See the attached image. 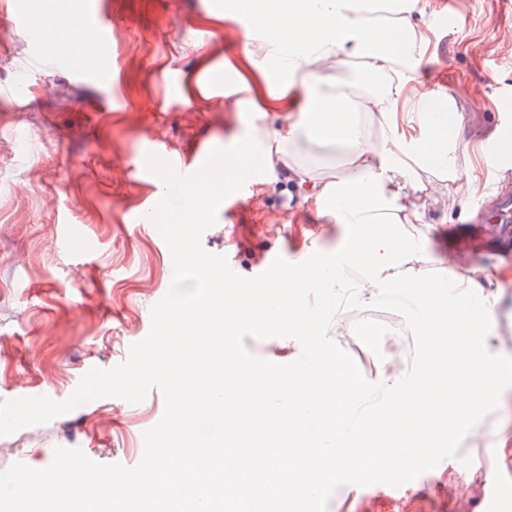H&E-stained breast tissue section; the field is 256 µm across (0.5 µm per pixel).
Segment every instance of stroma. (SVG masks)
I'll return each instance as SVG.
<instances>
[{
	"instance_id": "1",
	"label": "stroma",
	"mask_w": 512,
	"mask_h": 512,
	"mask_svg": "<svg viewBox=\"0 0 512 512\" xmlns=\"http://www.w3.org/2000/svg\"><path fill=\"white\" fill-rule=\"evenodd\" d=\"M226 0H57L58 17L81 25L88 8L111 22L109 79L78 61H33L16 16L31 0H0V401L66 399L91 369L124 362L151 328V308L166 294L173 262L149 212L164 196L145 169L152 145L166 161H192L235 129L224 95L200 73L201 58L223 69L242 52L240 28L204 22ZM421 20L437 49L428 67L463 118L485 196L512 177V0H444ZM437 255L468 254L471 264L512 266V241L499 225L467 215L435 225ZM203 248L225 256L238 275L263 273L269 256L303 262L336 249V227L280 189L246 195L218 213ZM235 347L247 367L291 372L296 344L269 332L243 331ZM154 389L139 403L104 397L49 423L0 436V489L37 486L55 448H78L101 464L136 466L144 432L164 412ZM473 423L512 453V396L477 405ZM482 442L456 433L449 456L426 459L400 490L389 477L337 478L314 512H485L500 465L481 463ZM470 459L458 468L454 457Z\"/></svg>"
}]
</instances>
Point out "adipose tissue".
<instances>
[{
	"instance_id": "1",
	"label": "adipose tissue",
	"mask_w": 512,
	"mask_h": 512,
	"mask_svg": "<svg viewBox=\"0 0 512 512\" xmlns=\"http://www.w3.org/2000/svg\"><path fill=\"white\" fill-rule=\"evenodd\" d=\"M424 7L242 0L250 26L244 51L224 62L235 75L224 98L243 127L174 221L201 223L215 193L241 179L279 182L337 225L336 256L273 268L246 288L198 263L216 295L162 320L164 356L181 361L183 385L170 393L153 468L133 483L77 485L59 456L56 481L9 489L15 504L69 495L83 512H186L191 499L210 512L219 451L224 512H283L354 466L382 473L400 449L435 448L471 427L474 406L512 390V358L488 306L503 279L462 268L455 252L433 259L411 232L431 226L432 212L464 207L482 182L479 169L459 171L469 143L434 111L442 92L421 76L432 46L418 20ZM346 295L360 308L406 302L424 340L417 361L401 367V341L382 340L377 381H358L332 347L355 333L339 305ZM253 329L296 340L302 360L289 375L238 365L233 337ZM478 352L488 360L466 381Z\"/></svg>"
}]
</instances>
